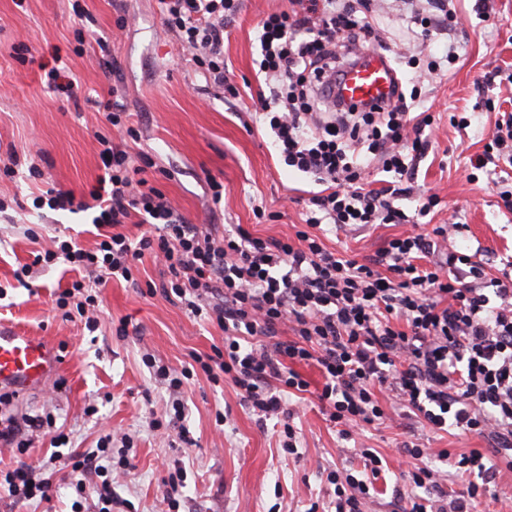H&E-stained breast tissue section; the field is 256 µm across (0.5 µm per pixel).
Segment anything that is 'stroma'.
Wrapping results in <instances>:
<instances>
[{
  "label": "stroma",
  "instance_id": "1",
  "mask_svg": "<svg viewBox=\"0 0 512 512\" xmlns=\"http://www.w3.org/2000/svg\"><path fill=\"white\" fill-rule=\"evenodd\" d=\"M76 2L96 19L80 55L73 34L79 25L72 11ZM490 4L485 17L477 12V0H458L461 26L430 42L437 55L455 43L459 59L425 93L435 125L414 193L397 205L411 215L418 195L438 193L441 203L430 223L447 222L449 210H456L465 225L459 242L476 250L494 275L512 262V214L504 213L499 198L500 191L512 190V175L490 167L476 171L470 161L492 140L497 111H512V83L480 88L475 80L497 70L512 74V0ZM291 7L290 0H242L224 32V65L240 90L233 98L211 84L164 30L158 0H0V156L14 148L18 155L39 158L45 173L35 180L23 168L14 180H0V198L18 202L0 214V322L43 337L61 357L56 384L0 404L2 419L45 422L43 428L25 429L21 440L29 451L24 457L0 446V469L14 468L21 459L37 465L59 432L69 435L79 453L95 450L107 435L112 450H119L126 436L132 467L112 485L117 500L112 512H169L163 480L177 464L186 471L179 512H307L311 503L333 496L322 469L356 464L354 450L364 446L387 461L371 492L372 512H398L399 447L411 433L421 434L429 447L454 454L481 447L476 437L454 430L434 434L401 415L344 441L310 395L299 403L294 419L300 455L293 458L281 448L275 420L260 422L231 381L216 385L200 371L181 388L183 425L191 438L183 443L176 429L150 426L152 418L165 415L169 393L144 359L151 356L157 364L182 370L191 353L223 346V330L194 319L162 295H148V286L161 285L164 276L162 266L147 257L134 282L113 279L101 288L98 328L88 331L83 322L65 320L55 306L58 283L71 278L64 265L33 263L53 236L76 235L90 249L98 241L93 211L38 209L33 200L50 188L80 198L96 185L103 171L95 134L107 128L96 102L114 90L140 130L139 139L129 144L131 153L150 161L146 178L191 223L240 224L263 239L292 236L316 185L284 164L254 101L260 88L256 25L264 15ZM370 7L382 51L393 58L413 54L412 35L400 20L401 0H372ZM122 16L127 19L123 26L118 23ZM106 53L117 60V69L102 66ZM54 68L81 82L80 101L48 88L46 75ZM461 113L471 120L464 130L449 122ZM210 176L224 184V199L217 205L206 183ZM259 207L272 212V219L257 220ZM407 230L404 224L351 232L328 226L323 240L328 248L358 259ZM26 264L32 271L18 282L15 272ZM122 324L128 329L124 337L116 333ZM220 413L227 417L221 426L216 423ZM50 481L44 501H17L0 490V512H73L76 502L80 512H100L97 497L78 500L61 473H53Z\"/></svg>",
  "mask_w": 512,
  "mask_h": 512
}]
</instances>
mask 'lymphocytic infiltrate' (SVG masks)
Listing matches in <instances>:
<instances>
[{
    "instance_id": "lymphocytic-infiltrate-1",
    "label": "lymphocytic infiltrate",
    "mask_w": 512,
    "mask_h": 512,
    "mask_svg": "<svg viewBox=\"0 0 512 512\" xmlns=\"http://www.w3.org/2000/svg\"><path fill=\"white\" fill-rule=\"evenodd\" d=\"M159 2L166 31L214 85L228 86L224 24L237 14L239 0ZM404 6L407 22L425 37L460 22L447 0H404ZM257 28L259 71L268 87L257 95L263 119L284 163L320 187L304 228L291 238L262 239L240 225L219 236L190 223L142 177L126 144L101 133L104 174L88 199L50 189L34 204L93 211L102 240L87 249L74 237L56 236L34 261L62 260L79 272L56 304L84 292L76 310L91 328L96 288L113 277L132 280L145 256L158 260L168 274L165 298L224 330L223 347L195 356L196 365L212 382L229 378L258 418L283 417L288 455L298 453L289 400L309 390L301 363L319 369L323 385L316 398L341 439L383 420L385 397L432 430L453 428L482 439L484 449L454 457L428 448L419 436L402 447L401 475L419 490L405 512H474L496 476L512 471V269L488 276L482 262L450 246L463 229L455 220L388 238L361 260L328 249L321 225L346 231L407 222L396 202L411 193L428 146L423 132L435 118L413 113L401 90L389 104L368 110L330 103L329 77L377 37L354 0H299L297 10L269 13ZM371 166L389 175L380 187L363 183ZM131 219L145 227L135 239L120 231ZM109 443L102 437L96 450L72 464L80 475L76 492L97 495L101 512H111L112 482L102 463ZM357 455L360 467L325 471L334 512H369L383 460L372 448ZM447 461L473 477L454 498L443 489L447 473L440 465ZM91 472L96 481H86Z\"/></svg>"
}]
</instances>
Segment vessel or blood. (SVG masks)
Segmentation results:
<instances>
[{
	"label": "vessel or blood",
	"mask_w": 512,
	"mask_h": 512,
	"mask_svg": "<svg viewBox=\"0 0 512 512\" xmlns=\"http://www.w3.org/2000/svg\"><path fill=\"white\" fill-rule=\"evenodd\" d=\"M396 80L387 54L363 52L355 63L344 67L336 95L347 105H382L389 102ZM59 367L44 339L0 325V390L26 393L56 375Z\"/></svg>",
	"instance_id": "obj_1"
}]
</instances>
